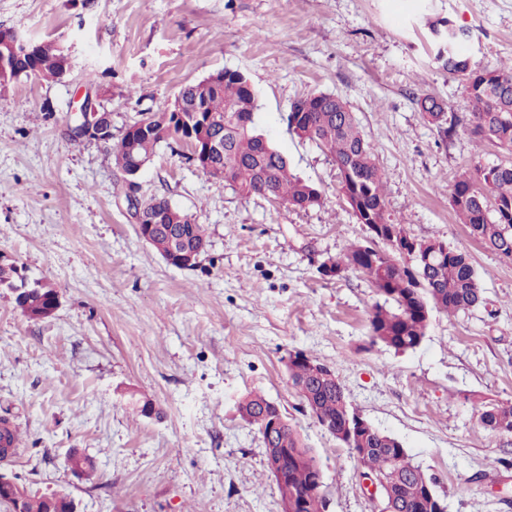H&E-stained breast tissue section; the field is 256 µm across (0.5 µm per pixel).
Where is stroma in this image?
Listing matches in <instances>:
<instances>
[{
    "mask_svg": "<svg viewBox=\"0 0 512 512\" xmlns=\"http://www.w3.org/2000/svg\"><path fill=\"white\" fill-rule=\"evenodd\" d=\"M469 33L471 66L512 60V0H0V27L67 53L61 78L0 86V262L54 284L60 305L27 317L0 288V419L19 434L0 473L76 512H280L257 430L236 403L258 391L315 448L328 512H376L357 461L303 409L285 361L294 349L335 368L352 404L437 480L447 512H512V440L480 428L471 398L512 401V260L470 236L449 205L455 175L508 157L476 143L462 82L434 59L429 26ZM253 86L255 124L313 184L295 209L205 179L186 147L160 142L137 182L203 224L190 269L138 234L113 145L218 70ZM347 103L384 174L388 211L420 239L467 252L485 302L433 313L424 342L370 345L376 295L356 272L320 264L368 238L315 144L288 130L294 99ZM460 120L444 136L415 98ZM110 113L112 140L74 141V110ZM152 414H142L143 404ZM93 456L87 479L66 465Z\"/></svg>",
    "mask_w": 512,
    "mask_h": 512,
    "instance_id": "35a3bbf8",
    "label": "stroma"
}]
</instances>
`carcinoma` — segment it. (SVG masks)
I'll list each match as a JSON object with an SVG mask.
<instances>
[{
    "mask_svg": "<svg viewBox=\"0 0 512 512\" xmlns=\"http://www.w3.org/2000/svg\"><path fill=\"white\" fill-rule=\"evenodd\" d=\"M430 31L436 46L435 59L451 75L461 77L471 103L470 133L477 140L497 142L512 152V61L494 69L471 68L461 49L460 33L447 21H436ZM61 68L53 54L13 57L11 68L0 71V83L20 76L54 80ZM422 118L448 134L455 120L448 119L446 106L422 94L416 98ZM202 115L224 120V178L242 196L269 194L281 203L299 209L321 204L317 188L293 175L288 159L261 134L254 122L256 95L245 83V75L224 71V83L201 100ZM288 130L303 141L322 149L337 170L338 190L358 223L379 225L384 238L371 236L363 243H350L342 253L325 260L323 276L339 278L354 270L364 275L377 296L369 312L370 344L405 352L421 345L431 313L448 315L469 311L483 302V288L469 255L441 240L418 239L387 211L384 176L370 143L346 103L325 93H311L295 100L287 116ZM157 131L142 132L129 126L143 158L154 154L162 141L185 142L187 125L165 112L155 121ZM449 204L470 235L497 254L512 259V160L492 166L480 164L462 170L455 178ZM187 237L198 249L207 246L204 225L188 219L168 225V232L153 239V247L170 254V237ZM439 249L431 250V245ZM0 288H26L24 300H16L24 314L39 319L52 310L58 299L54 286L36 282L28 285L17 266L0 263ZM289 378L301 403L316 414L317 423L346 448L362 469L360 476L384 483L383 502L390 512H439L444 498L436 490L434 478L413 462L407 448L396 438L370 426L349 433L347 424L360 417L348 399L336 371L321 377L325 367L311 353L294 349L286 362ZM269 400L257 392L243 395L237 402L240 417L267 443L266 429L259 422ZM280 421L274 447L287 449L282 457L283 478L275 479L279 503L293 501L297 512H327L328 501L315 487L321 467L316 452L303 434L273 407ZM476 422L484 430L512 438V402L481 401L475 404ZM67 467L94 469L93 460L73 451ZM29 495L24 512H69L64 497Z\"/></svg>",
    "mask_w": 512,
    "mask_h": 512,
    "instance_id": "carcinoma-1",
    "label": "carcinoma"
}]
</instances>
